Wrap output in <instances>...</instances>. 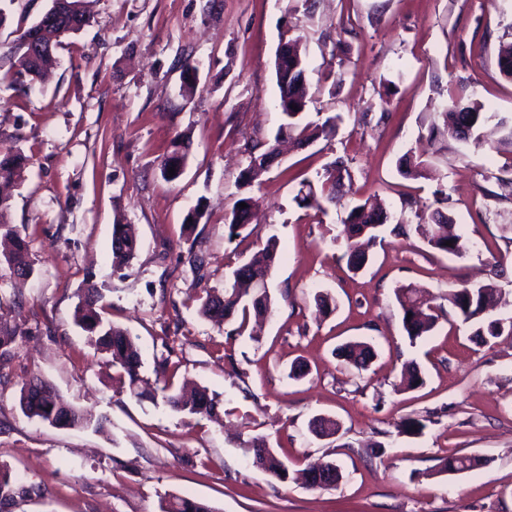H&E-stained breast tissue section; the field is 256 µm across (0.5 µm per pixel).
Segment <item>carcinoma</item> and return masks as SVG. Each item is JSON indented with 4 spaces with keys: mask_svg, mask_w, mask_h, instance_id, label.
Instances as JSON below:
<instances>
[{
    "mask_svg": "<svg viewBox=\"0 0 512 512\" xmlns=\"http://www.w3.org/2000/svg\"><path fill=\"white\" fill-rule=\"evenodd\" d=\"M89 22V16L83 9V0H64L60 16L46 21L39 19L24 34L18 57V77L40 79L56 64V51L61 38L80 31ZM38 37L32 43L27 41L33 31ZM296 57L275 62L277 86L282 82L294 85V95L308 101L307 81L299 80L305 71V55L299 49V39L292 40ZM497 65L500 74L512 79V42L502 43L498 49ZM278 108L284 116L274 138L258 140L248 147L249 164L242 173L244 183L252 184L270 170L265 159L272 155V149L280 139L288 138L298 144H309L320 137L336 135L338 123L342 117L336 113L329 115L320 124H302L303 113L288 112L284 101H278ZM489 116L481 112L476 102L463 104L456 99L444 112V123L450 126L456 137L461 140L481 141V130ZM28 158L21 154L0 155V183H11L21 179ZM427 166L422 160L404 155L400 161L399 172L410 178L425 177ZM348 168L342 161H336L326 168L319 177L318 186L308 185V191L296 196L303 207L322 208V202L334 203L339 198L344 175ZM244 202L247 207L240 208ZM256 205L252 197H242L234 204L225 219L228 238L239 236L245 231L250 220L248 216ZM11 208L10 197L0 194V237L10 241L9 251L0 255V266H5L16 277H28L33 273L29 259V242L15 226L9 224L8 213ZM416 224H396L388 227V214L385 210L356 204L351 207L342 221L343 234L348 245V265L353 271L365 267L369 260L366 250L357 246L356 240L366 239V243L384 240V234L407 236L415 231L431 248L449 255L459 256L466 251L462 237L452 232V219L442 209H435L429 217L416 214ZM452 245L447 246L445 242ZM139 248L138 237L131 224L112 225V267L125 268L135 258ZM279 256L278 242L271 237L266 244L249 259L236 266L222 291H205L201 298L199 313L206 319L222 324L237 316L241 322L237 331H242L248 319L260 320L272 309V299L268 288V279ZM471 293L489 303L494 300L496 288L492 283L464 286L448 291V303L456 310L462 322L473 329L472 335L482 344L494 342L503 332L512 334V318L490 319L485 315L476 316V312H467L463 307V298ZM396 297L402 310V326L410 341L428 335L437 326L439 315L433 312V306L425 305L420 299L419 290L413 286L397 289ZM105 305L102 290L94 284L83 289L81 298L75 307L74 322L86 333V341L95 349L110 355L111 365L127 377L128 388L138 399L153 398L151 392L142 388L144 380L140 376L141 354L136 338L131 333L103 317ZM336 354L344 357L354 367L363 370L369 366L376 355L375 347L368 341H350L340 345ZM165 391L164 399L170 409L186 417L217 416L219 402L209 395L207 389L199 388L191 392ZM23 414L41 423H50V415L57 412L65 418V426H93L103 429L109 423L106 416H93L79 411L60 398L55 387L45 380L35 378L22 387L19 399ZM246 453L252 456V465L269 476L286 481L289 477L288 461L262 438L254 437L243 444ZM482 459L467 455H451L440 461V471L455 472L476 467ZM28 493L13 478L10 469L0 464V512L18 496ZM161 512H217L213 506L177 494H169L161 500Z\"/></svg>",
    "mask_w": 512,
    "mask_h": 512,
    "instance_id": "1",
    "label": "carcinoma"
}]
</instances>
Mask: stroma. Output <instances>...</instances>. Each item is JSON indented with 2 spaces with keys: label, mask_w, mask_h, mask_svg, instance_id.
Segmentation results:
<instances>
[{
  "label": "stroma",
  "mask_w": 512,
  "mask_h": 512,
  "mask_svg": "<svg viewBox=\"0 0 512 512\" xmlns=\"http://www.w3.org/2000/svg\"><path fill=\"white\" fill-rule=\"evenodd\" d=\"M51 0H0V72L20 35ZM90 23L63 38L48 80L0 89V153L30 164L12 191L10 221L25 229L34 272L0 268V326L16 328L0 361V462L28 494L8 512H160L169 493L218 512H512V335L476 342L448 304L449 290L494 281V315L512 317V80L499 72L500 42L512 40V0H88ZM302 36L310 122L341 114L337 135L287 147L261 183L243 185L247 144L273 137L274 61L282 41ZM193 60L196 88L183 90ZM479 102L492 119L481 143L431 139L452 99ZM188 136L182 175L162 159ZM422 156L428 178L398 171ZM344 160L351 178L338 203L299 206L302 180ZM461 226L467 250L450 256L419 235L386 236L365 268H348L342 218L380 204L393 224L432 213L437 193ZM243 196L257 206L247 237L229 238L225 215ZM197 214L193 234L183 232ZM134 225L139 250L126 278L112 273V226ZM280 259L269 279L274 305L259 340L227 335L197 313V299L269 237ZM205 257L196 277L189 246ZM503 259L501 274L492 262ZM105 290L108 316L141 349V375L203 387L220 422L188 419L162 397L139 400L106 354L73 324L87 281ZM414 285L443 307L438 327L410 344L395 291ZM326 293L334 312L319 314ZM174 336V354L163 341ZM369 340L377 355L359 370L335 355ZM177 364L158 378L162 356ZM424 383L402 384L408 363ZM308 373L289 378L292 364ZM55 386L69 405L108 415L105 430L50 427L25 417L22 386ZM339 431L319 438L316 416ZM421 420L415 435L399 433ZM254 436L287 456L290 478L254 468L241 446ZM384 445L372 454V443ZM481 458L461 473L441 458ZM331 462L342 478L311 489L297 474Z\"/></svg>",
  "instance_id": "1"
}]
</instances>
